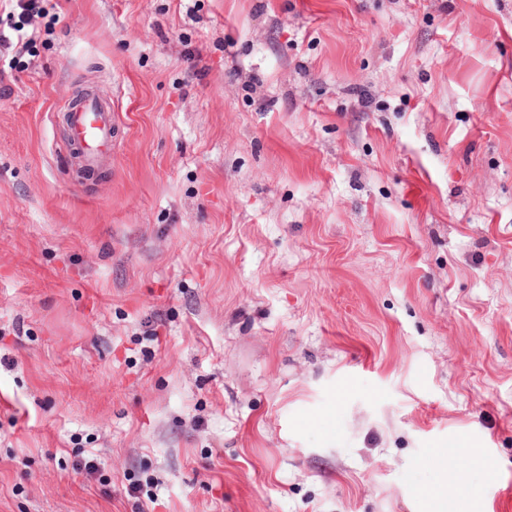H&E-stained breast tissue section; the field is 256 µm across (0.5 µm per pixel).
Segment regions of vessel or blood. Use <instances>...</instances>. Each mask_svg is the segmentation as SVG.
<instances>
[{"mask_svg": "<svg viewBox=\"0 0 512 512\" xmlns=\"http://www.w3.org/2000/svg\"><path fill=\"white\" fill-rule=\"evenodd\" d=\"M70 151L79 152L83 164L98 167L112 153V110L98 94L66 112Z\"/></svg>", "mask_w": 512, "mask_h": 512, "instance_id": "vessel-or-blood-1", "label": "vessel or blood"}]
</instances>
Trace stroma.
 Returning a JSON list of instances; mask_svg holds the SVG:
<instances>
[{
  "instance_id": "35a3bbf8",
  "label": "stroma",
  "mask_w": 512,
  "mask_h": 512,
  "mask_svg": "<svg viewBox=\"0 0 512 512\" xmlns=\"http://www.w3.org/2000/svg\"><path fill=\"white\" fill-rule=\"evenodd\" d=\"M49 2L0 55V512H437L448 446L512 512V0ZM69 150L78 151L83 164L98 167L112 154V110L97 93L66 112Z\"/></svg>"
}]
</instances>
